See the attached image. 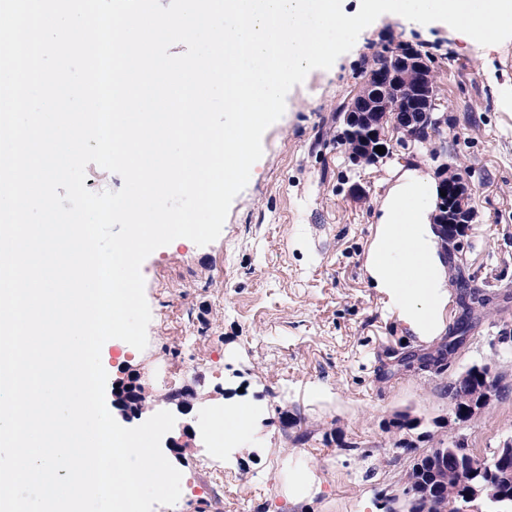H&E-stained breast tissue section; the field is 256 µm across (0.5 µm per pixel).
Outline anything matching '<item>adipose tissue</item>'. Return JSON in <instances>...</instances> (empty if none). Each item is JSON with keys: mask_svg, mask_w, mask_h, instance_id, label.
<instances>
[{"mask_svg": "<svg viewBox=\"0 0 512 512\" xmlns=\"http://www.w3.org/2000/svg\"><path fill=\"white\" fill-rule=\"evenodd\" d=\"M434 187L419 169L405 170L381 201L367 267L400 321L419 337L444 329L445 269L430 223Z\"/></svg>", "mask_w": 512, "mask_h": 512, "instance_id": "1", "label": "adipose tissue"}]
</instances>
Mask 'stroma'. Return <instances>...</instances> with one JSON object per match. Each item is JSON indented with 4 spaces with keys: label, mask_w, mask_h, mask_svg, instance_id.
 I'll return each mask as SVG.
<instances>
[{
    "label": "stroma",
    "mask_w": 512,
    "mask_h": 512,
    "mask_svg": "<svg viewBox=\"0 0 512 512\" xmlns=\"http://www.w3.org/2000/svg\"><path fill=\"white\" fill-rule=\"evenodd\" d=\"M398 40L432 59L441 108L458 136L448 162L469 170L475 190L466 266L495 292L456 365L494 362L512 385V353L490 345L501 326H512V41L484 58L447 29L382 19L330 69L310 72L290 90L284 115L262 137L260 175L233 200L219 238L158 248L141 266L152 315L148 345L135 355L112 349L115 371H137L160 398L170 388L156 379V367L174 359L184 365L177 385L193 388L196 399L191 413L177 414L175 436L224 402L259 412L250 446L228 451L232 496L181 499L154 512H378L377 492L400 488L411 463L385 450V420L406 413L448 437L447 376L416 368L395 375L387 357L421 355L438 341L403 326L365 269L380 200L404 170L432 174L436 165L423 148L407 161L351 165L336 148L332 120L372 53ZM186 327L207 354L201 363L180 353ZM285 416L293 427L283 428ZM454 431L474 453L489 454L512 437V393ZM300 433L307 442H295ZM334 435L361 447L338 452ZM256 473L266 476L264 491L250 485Z\"/></svg>",
    "instance_id": "stroma-1"
}]
</instances>
